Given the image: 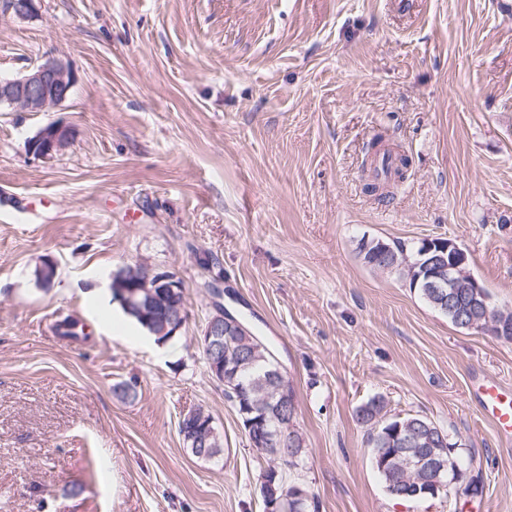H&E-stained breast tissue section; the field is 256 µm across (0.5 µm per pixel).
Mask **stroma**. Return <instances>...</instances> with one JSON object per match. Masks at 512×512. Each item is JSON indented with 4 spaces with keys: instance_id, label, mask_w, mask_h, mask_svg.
<instances>
[{
    "instance_id": "obj_1",
    "label": "stroma",
    "mask_w": 512,
    "mask_h": 512,
    "mask_svg": "<svg viewBox=\"0 0 512 512\" xmlns=\"http://www.w3.org/2000/svg\"><path fill=\"white\" fill-rule=\"evenodd\" d=\"M55 57L46 112H0V512H263L234 408L195 338L201 258L276 347L320 512H512V446L469 390L512 385V341L462 330L361 239L445 237L512 310V0H41L0 15V78ZM73 130L53 161L43 126ZM410 156L393 199L363 190L366 147ZM53 260L41 284L35 270ZM175 273L187 319L166 342L113 332L97 306L127 266ZM66 318L83 336L61 334ZM135 382V400L114 385ZM428 417L479 492L390 497L357 406ZM224 441L194 457L183 413ZM71 140L72 133L68 126L49 123L27 141L26 151L32 157L46 162L61 154ZM212 427L213 430L217 431L214 422ZM184 441L186 442L185 438ZM186 444L192 455L199 459L212 460L224 453L223 441L218 431L216 434L212 435L206 439V441L201 443L202 445H205V448H191V442H186Z\"/></svg>"
}]
</instances>
